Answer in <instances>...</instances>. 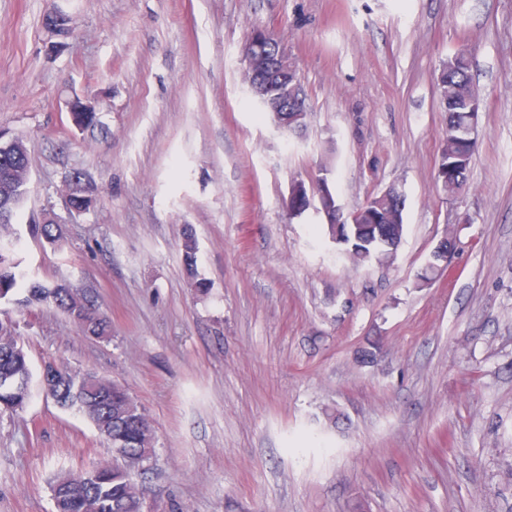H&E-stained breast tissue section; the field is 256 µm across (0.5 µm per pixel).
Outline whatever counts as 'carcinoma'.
Masks as SVG:
<instances>
[{"instance_id":"cac0c4a2","label":"carcinoma","mask_w":512,"mask_h":512,"mask_svg":"<svg viewBox=\"0 0 512 512\" xmlns=\"http://www.w3.org/2000/svg\"><path fill=\"white\" fill-rule=\"evenodd\" d=\"M443 88L439 93L442 111L448 113L446 140L440 152L438 170L454 168L456 155L471 164L476 143L456 137L462 128L474 95L469 54L458 51L441 70ZM30 159L21 138L4 142L0 149V228L12 220L29 194ZM71 210L81 214L94 207V199L71 184L67 191ZM357 224L328 225L329 234L347 232L362 243L348 249L357 263L397 248L404 232V199L399 191L373 197ZM30 233L53 247L64 241L58 224H31ZM180 247L188 275L197 278V242L190 225L180 234ZM23 307L51 306L63 312L86 336L107 340L111 322L79 290L61 281L44 285L31 279L18 256L13 236L0 234V302ZM32 377L30 359L16 322L0 318V410L14 413L26 405ZM40 382L50 384L47 395L67 408H76L112 445V463L56 475L51 484L55 512H147L145 489L137 476L151 465L156 454L155 430L144 410L121 385L92 371H76L54 361L43 365Z\"/></svg>"}]
</instances>
